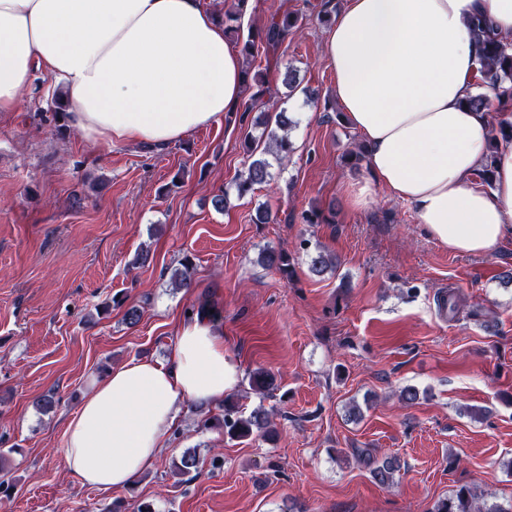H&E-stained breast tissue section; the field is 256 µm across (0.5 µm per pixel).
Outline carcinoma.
Returning a JSON list of instances; mask_svg holds the SVG:
<instances>
[{
    "instance_id": "1",
    "label": "carcinoma",
    "mask_w": 512,
    "mask_h": 512,
    "mask_svg": "<svg viewBox=\"0 0 512 512\" xmlns=\"http://www.w3.org/2000/svg\"><path fill=\"white\" fill-rule=\"evenodd\" d=\"M247 0H233V11L225 14V22L231 23L229 29L236 33L242 42L241 52L247 59L255 58L259 52L269 53L276 50L286 39L288 32L300 27L297 16L284 13L274 16L259 31L244 29L241 23L244 17L243 5ZM470 26L479 44V68L477 69V86L479 91L467 99L468 106L477 112H490V99L483 93L485 89L496 91L498 96L512 98V44L496 35L491 19L478 14L472 17ZM259 124L268 128L267 151L282 160L293 151L289 130L292 126L286 111L266 112L259 117ZM490 139L503 142L512 141V122L490 119L488 122ZM270 163L262 158L252 160L247 170L235 181L233 192L241 199L250 194L254 186L267 181L270 176ZM259 263L275 267L285 274L292 273L293 257L284 251L267 250L261 253ZM193 264L184 259L181 267L175 269L173 280L180 288L192 287ZM208 428L224 432L231 439L246 440L255 435L271 438L276 435L269 412L258 406L247 412L233 401L224 405L222 417H209L204 420ZM360 462L368 467L372 479L381 486L389 485L394 473L399 469V460L395 457L377 458L367 448L356 449ZM199 459L195 454L187 452L180 461L173 465V473L178 476L188 475L198 469ZM432 512H506L497 505L487 506L482 495L470 485L460 486L449 498L438 500Z\"/></svg>"
}]
</instances>
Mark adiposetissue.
I'll return each mask as SVG.
<instances>
[{
    "instance_id": "obj_1",
    "label": "adipose tissue",
    "mask_w": 512,
    "mask_h": 512,
    "mask_svg": "<svg viewBox=\"0 0 512 512\" xmlns=\"http://www.w3.org/2000/svg\"><path fill=\"white\" fill-rule=\"evenodd\" d=\"M480 13L512 42V0H344L323 42L336 100L369 150V179L345 197L362 208L384 187L461 254L512 238V143L492 187L475 180L488 116L465 101L479 59L468 20ZM41 77L67 94L85 140L159 150L235 111L245 86L242 54L203 0H0V112ZM238 378L206 313L182 323L167 363L91 376L65 420L71 480L130 486L157 464L183 405L218 404Z\"/></svg>"
}]
</instances>
